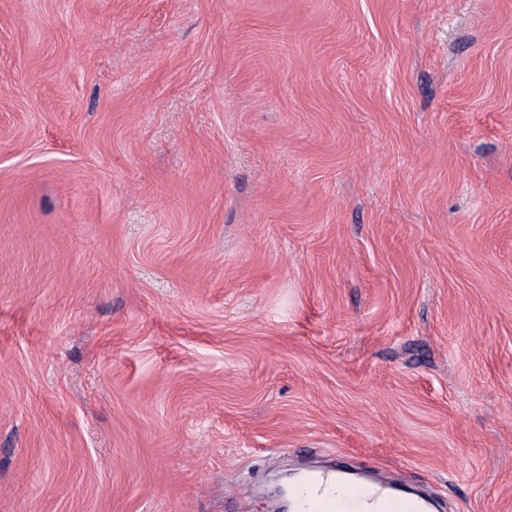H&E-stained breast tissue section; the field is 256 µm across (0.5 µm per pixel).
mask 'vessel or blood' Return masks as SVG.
<instances>
[{
  "instance_id": "1",
  "label": "vessel or blood",
  "mask_w": 512,
  "mask_h": 512,
  "mask_svg": "<svg viewBox=\"0 0 512 512\" xmlns=\"http://www.w3.org/2000/svg\"><path fill=\"white\" fill-rule=\"evenodd\" d=\"M296 501L304 512H421L417 497L390 481L337 483L335 473L313 474L309 483L297 484Z\"/></svg>"
}]
</instances>
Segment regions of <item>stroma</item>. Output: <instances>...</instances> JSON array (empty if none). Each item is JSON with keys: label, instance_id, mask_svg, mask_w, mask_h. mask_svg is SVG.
Listing matches in <instances>:
<instances>
[{"label": "stroma", "instance_id": "stroma-1", "mask_svg": "<svg viewBox=\"0 0 512 512\" xmlns=\"http://www.w3.org/2000/svg\"><path fill=\"white\" fill-rule=\"evenodd\" d=\"M340 458L512 512V0H0V512Z\"/></svg>", "mask_w": 512, "mask_h": 512}]
</instances>
